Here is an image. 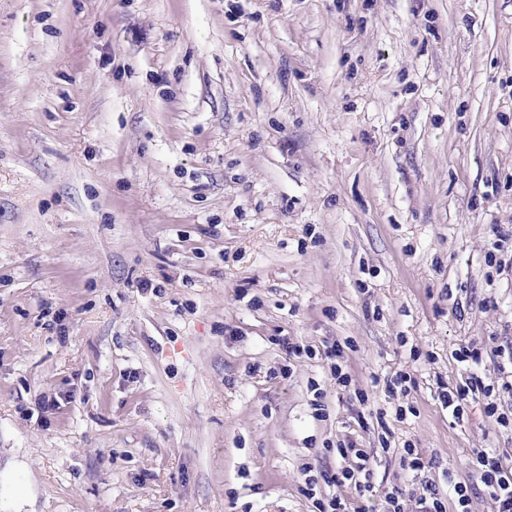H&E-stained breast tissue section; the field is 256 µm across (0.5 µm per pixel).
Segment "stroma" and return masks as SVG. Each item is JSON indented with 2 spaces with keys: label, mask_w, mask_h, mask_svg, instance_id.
<instances>
[{
  "label": "stroma",
  "mask_w": 512,
  "mask_h": 512,
  "mask_svg": "<svg viewBox=\"0 0 512 512\" xmlns=\"http://www.w3.org/2000/svg\"><path fill=\"white\" fill-rule=\"evenodd\" d=\"M463 347L512 371V0H0V512H318L350 440L370 512H496ZM422 512H447V500L433 487L432 483L421 484L418 496Z\"/></svg>",
  "instance_id": "stroma-1"
}]
</instances>
